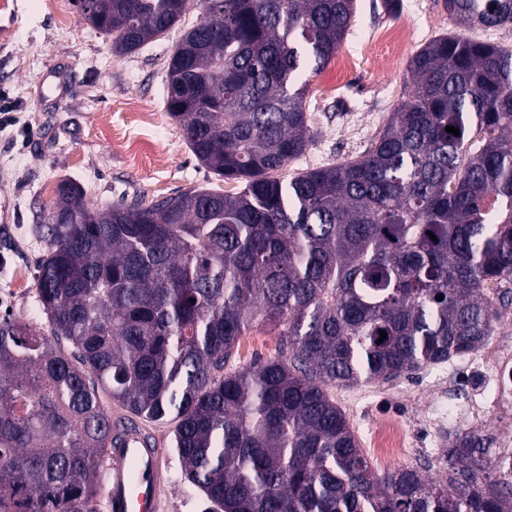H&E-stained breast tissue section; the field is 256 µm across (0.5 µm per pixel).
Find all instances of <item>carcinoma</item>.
<instances>
[{
    "label": "carcinoma",
    "instance_id": "cac0c4a2",
    "mask_svg": "<svg viewBox=\"0 0 512 512\" xmlns=\"http://www.w3.org/2000/svg\"><path fill=\"white\" fill-rule=\"evenodd\" d=\"M188 2L72 5L124 54ZM442 4L464 30L512 25V0ZM355 7L203 0L183 30L166 109L237 192L99 209L58 183L35 281L46 322L0 319V512H97L110 433L97 383L144 420L174 416L210 512H512V482L491 478L475 435L448 437L447 481L379 474L326 392L478 350L499 319L489 285L512 294V48L430 40L362 155L282 176L311 142L306 74ZM265 324L286 352L224 372Z\"/></svg>",
    "mask_w": 512,
    "mask_h": 512
}]
</instances>
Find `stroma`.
I'll return each instance as SVG.
<instances>
[{
  "label": "stroma",
  "mask_w": 512,
  "mask_h": 512,
  "mask_svg": "<svg viewBox=\"0 0 512 512\" xmlns=\"http://www.w3.org/2000/svg\"><path fill=\"white\" fill-rule=\"evenodd\" d=\"M0 11V91L15 101L18 124L0 127V318L42 321L34 287L45 245L36 230L47 222L56 195L52 188L70 179L84 185L97 207L138 199L148 201L182 191L223 188L187 146L178 123L165 109L168 59L183 28L196 24L199 5H190L179 26L135 53L119 55L101 32L80 19L69 0H12ZM403 26L415 29L412 40L381 41L375 55L391 58L377 69L356 51L364 33ZM456 27L442 0H402L399 15L388 16L381 0H357L349 34L336 57L309 75L305 104L313 137L289 173L360 156L385 127L401 100L410 57L427 41L454 33ZM352 57L348 71L339 60ZM153 113L145 128L139 115ZM126 133L141 141L140 157L130 162L116 138ZM167 161L155 166L154 148ZM254 346L236 344L224 366L231 372L256 360L278 356L282 345L266 327L254 329ZM426 396L436 393L432 366L391 382L331 387L327 393L342 410L357 439L379 421H412L418 406L414 386ZM169 490L164 512H206L203 493L184 476L180 460L164 469Z\"/></svg>",
  "instance_id": "35a3bbf8"
}]
</instances>
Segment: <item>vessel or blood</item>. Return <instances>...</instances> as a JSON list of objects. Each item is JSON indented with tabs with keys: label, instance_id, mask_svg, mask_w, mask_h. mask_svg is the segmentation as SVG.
I'll return each instance as SVG.
<instances>
[{
	"label": "vessel or blood",
	"instance_id": "1",
	"mask_svg": "<svg viewBox=\"0 0 512 512\" xmlns=\"http://www.w3.org/2000/svg\"><path fill=\"white\" fill-rule=\"evenodd\" d=\"M166 453L160 436L138 418L112 416V442L100 460L104 512H163Z\"/></svg>",
	"mask_w": 512,
	"mask_h": 512
}]
</instances>
